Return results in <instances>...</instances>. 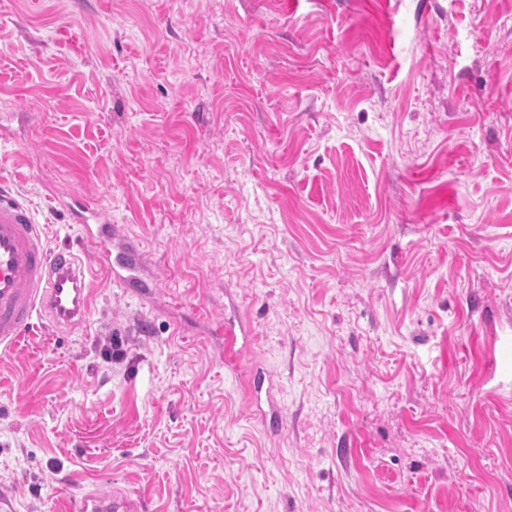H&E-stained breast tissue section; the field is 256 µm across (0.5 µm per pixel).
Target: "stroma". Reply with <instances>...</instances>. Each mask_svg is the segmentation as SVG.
Listing matches in <instances>:
<instances>
[{"label": "stroma", "mask_w": 512, "mask_h": 512, "mask_svg": "<svg viewBox=\"0 0 512 512\" xmlns=\"http://www.w3.org/2000/svg\"><path fill=\"white\" fill-rule=\"evenodd\" d=\"M73 190L151 294L0 353V512H512V0H0V192L89 265ZM238 336L233 328L224 327V354L221 356L225 366H230L235 370H245L250 374L253 379V383L257 392L261 393L266 384L264 393L267 402L271 406L270 418H267V414H264V419L269 428L274 429L278 426V420L275 410L273 409V384L266 375L257 369H245L240 360V349L238 347ZM112 495V499L86 496L81 499L66 498L60 501L58 511L61 512H135L130 501Z\"/></svg>", "instance_id": "35a3bbf8"}]
</instances>
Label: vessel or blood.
<instances>
[{"label":"vessel or blood","mask_w":512,"mask_h":512,"mask_svg":"<svg viewBox=\"0 0 512 512\" xmlns=\"http://www.w3.org/2000/svg\"><path fill=\"white\" fill-rule=\"evenodd\" d=\"M86 198L73 194L69 211L81 240L92 247L96 262L110 281L141 291L144 259L138 248L123 242L118 226L86 223ZM91 290L77 256L69 247L49 249L29 208L0 194V351L18 345L44 315L57 325L72 326L90 314ZM60 512H135L130 501L86 496L61 500Z\"/></svg>","instance_id":"obj_1"}]
</instances>
